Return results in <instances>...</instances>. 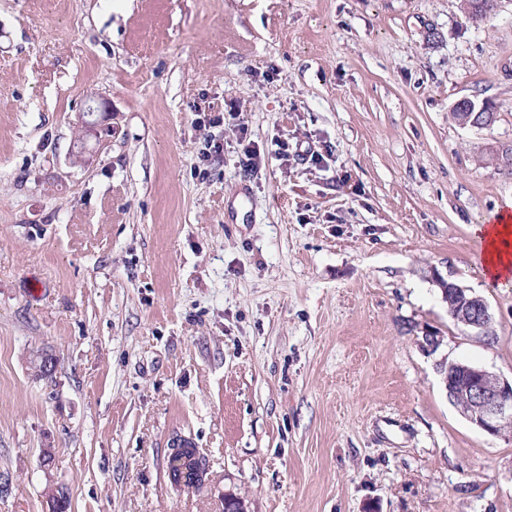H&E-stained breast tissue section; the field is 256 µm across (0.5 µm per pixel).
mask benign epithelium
Masks as SVG:
<instances>
[{"label":"benign epithelium","instance_id":"1","mask_svg":"<svg viewBox=\"0 0 512 512\" xmlns=\"http://www.w3.org/2000/svg\"><path fill=\"white\" fill-rule=\"evenodd\" d=\"M459 113V125L487 129L497 114L485 104L464 97L453 105ZM443 299L452 306L453 320L478 336L494 335V315L487 301L462 286L434 273ZM448 400L462 405L461 414L491 436L512 435V380L467 363L439 364Z\"/></svg>","mask_w":512,"mask_h":512}]
</instances>
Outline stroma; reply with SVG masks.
Masks as SVG:
<instances>
[{
    "mask_svg": "<svg viewBox=\"0 0 512 512\" xmlns=\"http://www.w3.org/2000/svg\"><path fill=\"white\" fill-rule=\"evenodd\" d=\"M508 146L512 0H0V512H512V437L437 370L512 378V280L475 233ZM452 118L459 125L478 129L491 128L497 120V114L485 104L478 105L474 100L464 97L458 100L452 108ZM458 113L460 115L459 121ZM443 299L452 309V318L457 324L467 327L478 336H494V315L487 301L457 283L436 276Z\"/></svg>",
    "mask_w": 512,
    "mask_h": 512,
    "instance_id": "stroma-1",
    "label": "stroma"
}]
</instances>
